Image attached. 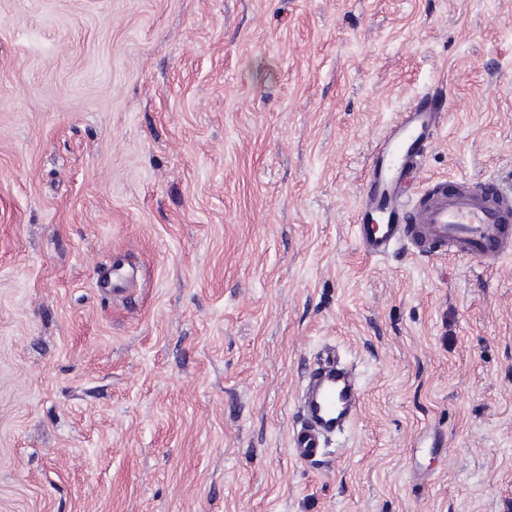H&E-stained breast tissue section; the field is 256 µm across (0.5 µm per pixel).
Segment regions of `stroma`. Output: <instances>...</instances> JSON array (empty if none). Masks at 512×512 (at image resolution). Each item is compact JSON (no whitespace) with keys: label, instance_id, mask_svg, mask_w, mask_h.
Returning a JSON list of instances; mask_svg holds the SVG:
<instances>
[{"label":"stroma","instance_id":"stroma-1","mask_svg":"<svg viewBox=\"0 0 512 512\" xmlns=\"http://www.w3.org/2000/svg\"><path fill=\"white\" fill-rule=\"evenodd\" d=\"M438 79L423 181L512 180V0H0V512H512V256L353 230ZM308 368L299 398V420L289 445L302 462L324 457L336 434L355 418L360 383L352 365L342 361L335 346H326Z\"/></svg>","mask_w":512,"mask_h":512}]
</instances>
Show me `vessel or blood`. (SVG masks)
Wrapping results in <instances>:
<instances>
[{"mask_svg": "<svg viewBox=\"0 0 512 512\" xmlns=\"http://www.w3.org/2000/svg\"><path fill=\"white\" fill-rule=\"evenodd\" d=\"M447 105L424 94L398 114L375 144L354 225L369 256L397 249L479 260L512 255V186L495 193L458 178L432 186L420 183L424 147L443 124ZM360 383L335 347H324L310 365L299 398V419L290 433L295 457H324L336 434L354 419Z\"/></svg>", "mask_w": 512, "mask_h": 512, "instance_id": "b4317fda", "label": "vessel or blood"}]
</instances>
